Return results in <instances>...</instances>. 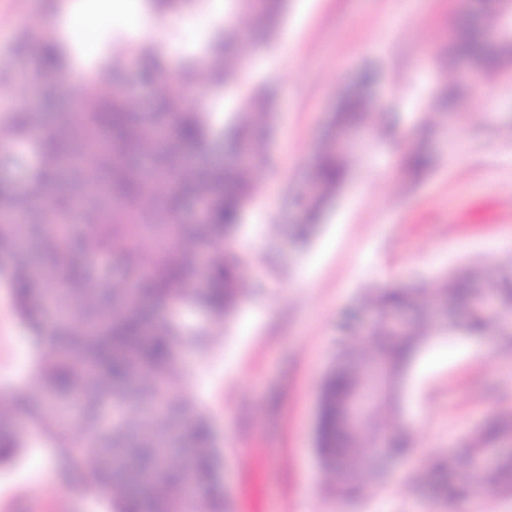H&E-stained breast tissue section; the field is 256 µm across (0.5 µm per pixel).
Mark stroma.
Wrapping results in <instances>:
<instances>
[{
  "instance_id": "stroma-1",
  "label": "stroma",
  "mask_w": 512,
  "mask_h": 512,
  "mask_svg": "<svg viewBox=\"0 0 512 512\" xmlns=\"http://www.w3.org/2000/svg\"><path fill=\"white\" fill-rule=\"evenodd\" d=\"M57 0H0V58L24 80L0 84V116L40 109L32 75ZM475 0H287L271 40L239 45V83L212 93L210 121L222 130L243 94L275 91L274 132L257 170V196L239 239L251 253L254 293L216 324L211 356L189 365L186 385L206 407L223 444L220 474L232 512H512V493L446 503L411 476L417 461L460 449L493 413H512V339L461 333L426 339L406 369L396 419L414 445L380 484L336 500L316 452L322 375L348 317L371 315L366 293L393 282L427 288L468 266L512 272V62L475 80L466 57L449 55ZM208 0H183L148 26V41L183 48L221 26ZM366 70L390 114L359 133L349 175L317 234H287L309 162L339 98ZM455 98H448L449 88ZM435 122H424V112ZM431 166L413 173L409 155ZM32 349L0 284V384L37 395ZM13 425L30 443L0 470V512H108L101 498L63 484L38 461L27 417Z\"/></svg>"
}]
</instances>
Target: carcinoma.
Returning a JSON list of instances; mask_svg holds the SVG:
<instances>
[{
	"label": "carcinoma",
	"instance_id": "obj_1",
	"mask_svg": "<svg viewBox=\"0 0 512 512\" xmlns=\"http://www.w3.org/2000/svg\"><path fill=\"white\" fill-rule=\"evenodd\" d=\"M286 0L242 4L253 28L276 33ZM458 44L482 50L471 24L457 28ZM243 32L226 26L220 38L189 49L202 62L181 72L189 84L226 90L238 82L233 47ZM144 81L152 86L151 112L137 110L123 88L121 51L107 52L78 95L60 101L65 71L54 43L39 57L40 93L47 110L0 117V138L25 145L34 163L24 184L0 185V282L28 331L39 397L9 390L0 397V466L16 462L28 443L12 426L24 413L42 434L63 477H80L85 491L111 503L112 512H228L217 484L222 446L210 415L188 391L172 393L183 378L186 355L205 356L208 327L193 328L168 314L174 308L204 312L213 321L234 315L250 298L239 245L246 208L256 193L273 115L269 92L246 97L233 120L224 152L247 155L245 164L202 166L196 156L215 134L205 103L191 104L166 85L162 55L141 49ZM371 74L339 100L311 158L316 190L301 197L302 222L293 237L308 243L317 221L348 175V158L336 141L376 124L383 106L372 96ZM480 267L454 272L433 287L375 288L366 297L372 321L343 337L319 387L316 449L337 498L382 480L380 463L407 448L400 424L374 425L381 409L397 410L399 387L412 355L433 333L492 338L512 334V276L488 293L495 311L479 306L474 282ZM466 310L460 323L441 318L446 306ZM413 311L395 330L389 317ZM376 377L365 443L343 426L342 406L366 371ZM85 433H70L73 423ZM512 414L502 413L471 437L466 455L451 448L423 471L468 468L487 448H502L488 483L450 482L448 498L512 492Z\"/></svg>",
	"mask_w": 512,
	"mask_h": 512
}]
</instances>
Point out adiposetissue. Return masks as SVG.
Returning a JSON list of instances; mask_svg holds the SVG:
<instances>
[{"mask_svg":"<svg viewBox=\"0 0 512 512\" xmlns=\"http://www.w3.org/2000/svg\"><path fill=\"white\" fill-rule=\"evenodd\" d=\"M124 19L132 43L146 33L138 0H64L56 26L60 42H77L85 55H94L101 34L115 19Z\"/></svg>","mask_w":512,"mask_h":512,"instance_id":"adipose-tissue-1","label":"adipose tissue"}]
</instances>
